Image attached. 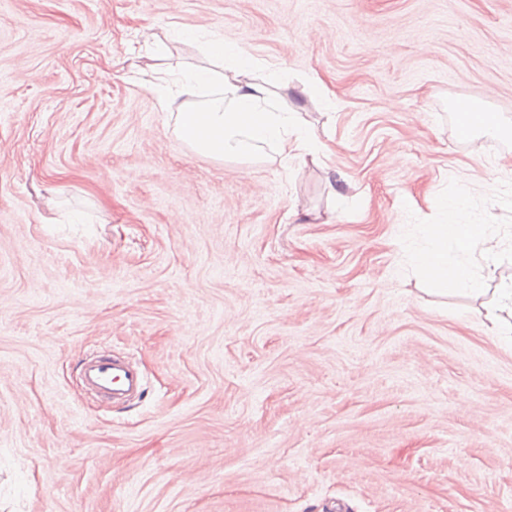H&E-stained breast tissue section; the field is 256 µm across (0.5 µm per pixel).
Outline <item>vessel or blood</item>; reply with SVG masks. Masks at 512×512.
Masks as SVG:
<instances>
[{
	"instance_id": "obj_1",
	"label": "vessel or blood",
	"mask_w": 512,
	"mask_h": 512,
	"mask_svg": "<svg viewBox=\"0 0 512 512\" xmlns=\"http://www.w3.org/2000/svg\"><path fill=\"white\" fill-rule=\"evenodd\" d=\"M79 370L85 388L112 402L138 398L144 391L139 372L120 357L93 356L81 361Z\"/></svg>"
}]
</instances>
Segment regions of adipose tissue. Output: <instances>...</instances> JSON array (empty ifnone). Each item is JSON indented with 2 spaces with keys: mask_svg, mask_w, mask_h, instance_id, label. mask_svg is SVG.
Masks as SVG:
<instances>
[{
  "mask_svg": "<svg viewBox=\"0 0 512 512\" xmlns=\"http://www.w3.org/2000/svg\"><path fill=\"white\" fill-rule=\"evenodd\" d=\"M210 58L223 61L214 74L204 67L162 78L150 84L163 109H174L175 132L204 156L218 160H252L263 148L292 157L300 164L318 161L321 147L299 112L282 106L272 91L269 73L274 66L255 59L236 43L223 39L208 42ZM214 88L213 98L173 106L174 96ZM468 193L444 203L447 220L419 228L421 244L412 251L413 266L424 280L438 289L485 293V282L464 263V255L478 254L486 267L499 265L507 252L505 240L492 224H466L460 219Z\"/></svg>",
  "mask_w": 512,
  "mask_h": 512,
  "instance_id": "adipose-tissue-1",
  "label": "adipose tissue"
}]
</instances>
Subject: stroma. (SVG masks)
<instances>
[{
  "mask_svg": "<svg viewBox=\"0 0 512 512\" xmlns=\"http://www.w3.org/2000/svg\"><path fill=\"white\" fill-rule=\"evenodd\" d=\"M185 29L277 64L319 164L177 137L140 78L212 67ZM466 104L512 127V0H0V512H512V347L405 252L473 177L512 231ZM79 370L85 388L112 402L138 398L144 391L139 372L121 357L93 356L81 361Z\"/></svg>",
  "mask_w": 512,
  "mask_h": 512,
  "instance_id": "1",
  "label": "stroma"
}]
</instances>
